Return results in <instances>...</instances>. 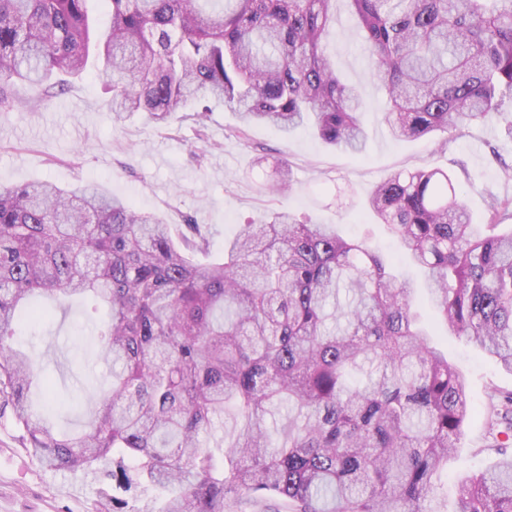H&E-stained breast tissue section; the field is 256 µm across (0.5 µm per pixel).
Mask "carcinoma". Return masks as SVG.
Masks as SVG:
<instances>
[{
  "label": "carcinoma",
  "instance_id": "cac0c4a2",
  "mask_svg": "<svg viewBox=\"0 0 512 512\" xmlns=\"http://www.w3.org/2000/svg\"><path fill=\"white\" fill-rule=\"evenodd\" d=\"M0 0L5 86L49 97L101 62L108 110L172 112L207 98L236 132L312 128L363 151L364 102L326 50L336 0ZM385 85L397 140L491 123L512 92V0H348ZM266 189L292 191L276 168ZM368 205L417 267L435 316L512 374V197L473 222L440 168L398 170ZM187 233L93 183L0 191V417L47 467L112 464L96 512H225L268 496L288 512H437L431 507L469 416L462 374L416 309V285L335 224L288 210L240 224L210 256ZM80 297L109 386L85 426L60 434L28 401L37 353L12 345L20 308ZM483 426L496 461L464 478L452 512H512V391L491 388Z\"/></svg>",
  "mask_w": 512,
  "mask_h": 512
}]
</instances>
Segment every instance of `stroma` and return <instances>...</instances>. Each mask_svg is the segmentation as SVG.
<instances>
[{
    "instance_id": "obj_1",
    "label": "stroma",
    "mask_w": 512,
    "mask_h": 512,
    "mask_svg": "<svg viewBox=\"0 0 512 512\" xmlns=\"http://www.w3.org/2000/svg\"><path fill=\"white\" fill-rule=\"evenodd\" d=\"M327 51L339 76L357 86L366 103L362 154L327 146L308 128L286 136L256 124L236 135L235 114L217 103L201 124L189 108L176 112L166 125L142 113L118 121L90 72L49 98L37 85H9L19 106L0 112V187L46 180L69 188L92 182L168 223L180 224L189 216L209 225L210 250L216 256L223 255L224 241L238 225L260 221L282 207L298 219L334 224L344 236L394 251L384 226L367 217L366 207L373 187L397 170L448 171L478 224L487 222L492 199L512 196V173L503 169L512 164V137L505 134L511 113H504L502 122L474 123L444 138L395 140L385 121L386 90L369 75L368 56L346 0H336ZM279 160L286 162L294 187L287 196L265 188ZM430 330L447 342L450 359L465 378L470 408L486 404L490 386L512 389V375L493 359L450 335L442 323L431 322ZM29 332L43 373L53 381L52 392L33 391L32 402L56 406L53 423L59 431L80 430L108 378L107 362L84 327L82 305L72 303L53 318L33 323ZM493 459L481 421L470 418L448 463L443 512H451L459 481ZM107 484L101 470L84 475L48 469L23 448L11 420L0 419V512H95Z\"/></svg>"
}]
</instances>
